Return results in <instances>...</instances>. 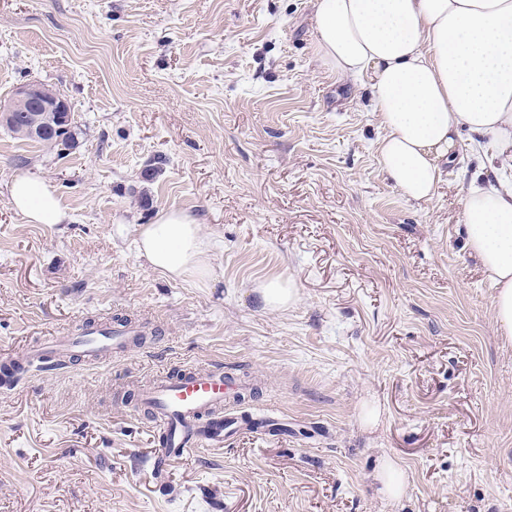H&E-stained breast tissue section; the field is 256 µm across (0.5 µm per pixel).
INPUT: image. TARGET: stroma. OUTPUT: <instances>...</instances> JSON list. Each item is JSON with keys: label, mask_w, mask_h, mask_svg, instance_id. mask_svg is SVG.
<instances>
[{"label": "stroma", "mask_w": 512, "mask_h": 512, "mask_svg": "<svg viewBox=\"0 0 512 512\" xmlns=\"http://www.w3.org/2000/svg\"><path fill=\"white\" fill-rule=\"evenodd\" d=\"M314 43V0H0V103L52 84L81 128L59 152L0 126V360L89 319L161 328L0 387V512H512V345L462 222L485 149L460 132L434 195L406 199L369 76ZM19 176L61 223L12 207ZM171 208L212 244L204 275L138 250ZM273 280L286 309L262 302ZM191 365L257 381L288 429L185 456L159 488L132 395ZM10 199L15 210L31 224H58L64 218L53 188L20 176L13 180ZM263 298L266 306L272 310H280L288 307L294 294L292 288L280 281H272L265 284L263 287ZM382 483V492L393 497H398L403 491V472L394 463L388 461L383 470L376 475Z\"/></svg>", "instance_id": "obj_1"}]
</instances>
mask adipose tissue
<instances>
[{
  "label": "adipose tissue",
  "mask_w": 512,
  "mask_h": 512,
  "mask_svg": "<svg viewBox=\"0 0 512 512\" xmlns=\"http://www.w3.org/2000/svg\"><path fill=\"white\" fill-rule=\"evenodd\" d=\"M315 53L337 76H372L383 169L410 200L429 199L437 159L460 131L491 137L481 168L512 163V0H315ZM10 199L32 224L64 214L53 188L20 176ZM467 244L496 290L493 317L512 335V192L471 186L463 201ZM197 217L160 214L139 249L168 275L200 271L209 250Z\"/></svg>",
  "instance_id": "adipose-tissue-1"
}]
</instances>
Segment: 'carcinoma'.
Returning <instances> with one entry per match:
<instances>
[{
  "label": "carcinoma",
  "mask_w": 512,
  "mask_h": 512,
  "mask_svg": "<svg viewBox=\"0 0 512 512\" xmlns=\"http://www.w3.org/2000/svg\"><path fill=\"white\" fill-rule=\"evenodd\" d=\"M43 98L29 102L22 112L14 113L5 127L23 139L44 143L53 148L69 149L74 141L77 126L74 116L64 118L60 112H48V101L64 97L60 89L42 84Z\"/></svg>",
  "instance_id": "obj_1"
}]
</instances>
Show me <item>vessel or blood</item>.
<instances>
[{
  "label": "vessel or blood",
  "instance_id": "b4317fda",
  "mask_svg": "<svg viewBox=\"0 0 512 512\" xmlns=\"http://www.w3.org/2000/svg\"><path fill=\"white\" fill-rule=\"evenodd\" d=\"M139 333L132 323L96 324L37 343L20 358L27 363L45 360L54 370L69 367L75 357L106 361L135 348ZM241 392L239 379L216 367H190L179 377L165 372L152 376L140 389L138 402L162 432V446L153 463L157 480H164L172 462L223 447L232 435L249 429V420L226 409Z\"/></svg>",
  "mask_w": 512,
  "mask_h": 512
}]
</instances>
